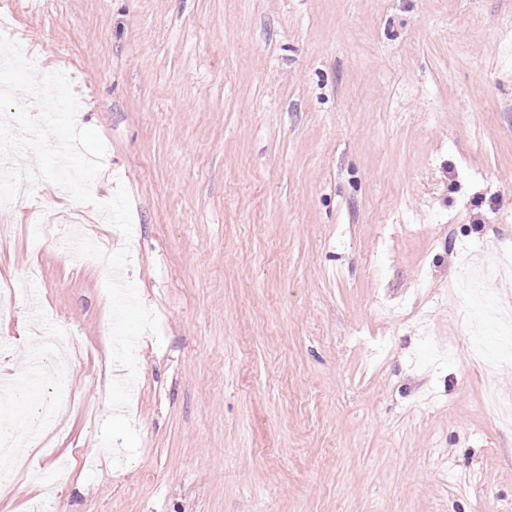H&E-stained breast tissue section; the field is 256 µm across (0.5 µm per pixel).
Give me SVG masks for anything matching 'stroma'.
Instances as JSON below:
<instances>
[{"mask_svg":"<svg viewBox=\"0 0 512 512\" xmlns=\"http://www.w3.org/2000/svg\"><path fill=\"white\" fill-rule=\"evenodd\" d=\"M38 73L66 63L133 233L39 183L0 208V374L93 403L0 490V512H512V0H0ZM94 225L162 337L136 347L133 460L100 446L120 368ZM40 298L32 309L31 295ZM481 312L479 328H463ZM58 337L63 385L43 368ZM67 480H60V471Z\"/></svg>","mask_w":512,"mask_h":512,"instance_id":"obj_1","label":"stroma"}]
</instances>
